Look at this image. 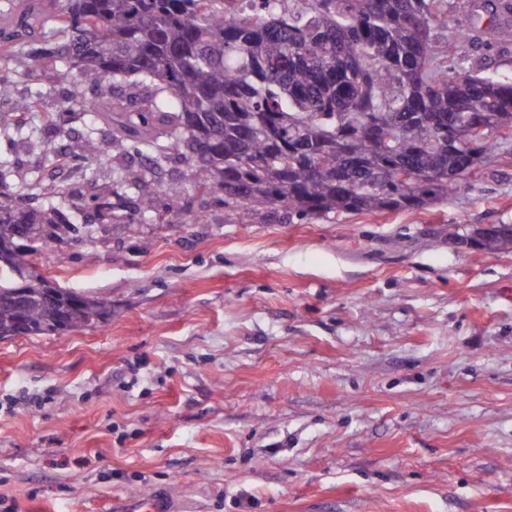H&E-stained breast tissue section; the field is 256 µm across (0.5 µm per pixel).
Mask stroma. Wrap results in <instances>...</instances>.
Returning <instances> with one entry per match:
<instances>
[{
	"instance_id": "1",
	"label": "stroma",
	"mask_w": 512,
	"mask_h": 512,
	"mask_svg": "<svg viewBox=\"0 0 512 512\" xmlns=\"http://www.w3.org/2000/svg\"><path fill=\"white\" fill-rule=\"evenodd\" d=\"M448 64L512 79V45ZM0 76L15 112L42 89L40 127L74 73ZM97 136L101 161L67 167L0 133V193L58 181L96 228L44 240L39 271L112 300L107 326L0 340V512H512V251L478 244L512 225L511 153L421 209L243 224L180 155L137 214L144 157Z\"/></svg>"
}]
</instances>
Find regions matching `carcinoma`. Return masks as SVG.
Listing matches in <instances>:
<instances>
[{
  "instance_id": "carcinoma-1",
  "label": "carcinoma",
  "mask_w": 512,
  "mask_h": 512,
  "mask_svg": "<svg viewBox=\"0 0 512 512\" xmlns=\"http://www.w3.org/2000/svg\"><path fill=\"white\" fill-rule=\"evenodd\" d=\"M35 0L0 27V57L15 69L71 65L74 84L96 89L82 106L112 127V153L134 150L149 165L188 150L195 187L224 193V205L249 224L260 212L336 214L421 209L452 197L469 171L501 150L491 132L512 130V83L476 70L448 73V27L469 42L478 23L512 43V0H493L477 23L448 15V0ZM441 30L434 38L431 29ZM135 78L149 106L129 112L114 103L115 84ZM46 123L63 135L61 157L97 161L95 132H64L58 100ZM464 110L487 128L470 146L448 136ZM29 144L38 133L23 114L0 113V130ZM45 204H0V267L24 278L26 336L102 327L112 300L78 293L51 300L31 256L9 248L15 225L30 232L73 224L53 182L39 185ZM480 246L512 249V225L499 224ZM0 300V340L16 327Z\"/></svg>"
}]
</instances>
